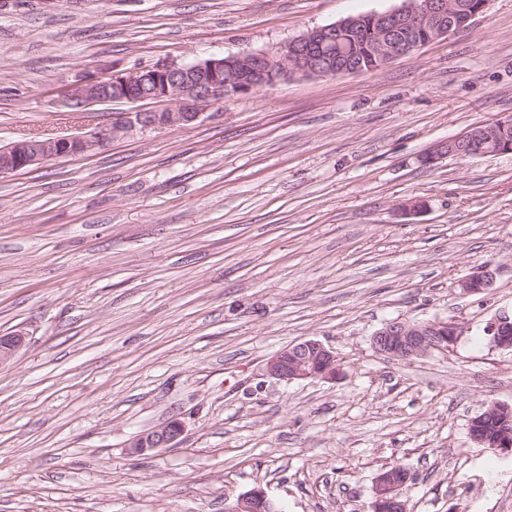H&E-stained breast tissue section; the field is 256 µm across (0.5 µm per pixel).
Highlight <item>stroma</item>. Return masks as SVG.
I'll list each match as a JSON object with an SVG mask.
<instances>
[{
    "instance_id": "stroma-1",
    "label": "stroma",
    "mask_w": 512,
    "mask_h": 512,
    "mask_svg": "<svg viewBox=\"0 0 512 512\" xmlns=\"http://www.w3.org/2000/svg\"><path fill=\"white\" fill-rule=\"evenodd\" d=\"M402 0H0V146L80 134L125 103L64 91L162 62L273 52ZM512 118V0L381 69L282 81L204 120L0 177V512H224L261 487L279 512H372L377 476L415 474L406 512H512V451L471 419L512 405V153L426 163ZM422 202L405 215L400 205ZM501 270L487 294L458 282ZM443 318L448 351L374 352L387 321ZM317 339L333 382L265 373ZM179 420L145 455L138 433ZM512 313L503 311L492 318L485 331L490 336V343L497 349L512 350ZM26 335L18 330L0 336V366L10 362L16 353L25 345ZM511 409V405L505 404V403H492L487 406V409L485 411V414L481 419H478L476 421H472L469 427V432L471 438L478 444L487 445L490 444V448H500L502 450H512V440H506V441H499V440H493L488 437V432L485 429V423L484 421L487 420V422H490V428L493 430H496L497 432L501 433H507V435L511 434V425L504 423L502 424L499 429H496V424L499 422V419L496 421H493L490 417H494L495 419L500 415L507 416L509 411ZM184 426L178 420H171L134 436L128 443L132 454L142 455L160 448H172L183 435Z\"/></svg>"
}]
</instances>
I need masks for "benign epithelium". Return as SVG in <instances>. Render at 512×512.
<instances>
[{
    "label": "benign epithelium",
    "mask_w": 512,
    "mask_h": 512,
    "mask_svg": "<svg viewBox=\"0 0 512 512\" xmlns=\"http://www.w3.org/2000/svg\"><path fill=\"white\" fill-rule=\"evenodd\" d=\"M489 0H476L466 6L459 0H403L395 10L372 12L377 24L375 44L379 62L389 61L416 50L420 41L417 33L433 42L455 31L457 19L467 21L482 14ZM364 18H349L313 28L282 46L276 52H242L235 55L211 56L186 64L162 63L129 71L90 77L69 85L65 90L66 105L82 112L101 103H158L160 107L114 112L112 118L95 124L90 130L69 136L44 138L35 136L15 140L0 146V177L19 172L47 161L81 155L102 148L136 129H156L188 125L198 121L205 111L222 105L230 98L248 95L259 89L296 77H327L332 69L323 67L318 52L336 39V33L347 27H357ZM512 126V120H502L482 126L468 134L448 139L434 147L425 161L433 163L453 154L467 158L488 154L512 153V141L502 134ZM500 269L489 264L476 267L460 280L459 288L468 295L485 294L495 285ZM490 343L497 349L512 350V314L503 311L486 325ZM458 328L443 319L426 321L395 320L386 322L372 337V347L391 360L404 361L446 352L457 340ZM26 335L18 330L0 336V366L10 362L25 345ZM266 374L279 381L320 379L334 381L341 373L336 352L321 341L307 339L276 351L267 360ZM512 406L492 403L482 418L471 422L469 432L478 444L509 450L512 440L499 441L488 437L485 420L508 415ZM184 426L171 420L134 436L129 451L142 455L160 448H172L183 435ZM404 484L392 476L377 479L373 512H405V502L396 495ZM265 508L275 512V506L260 487L241 495L224 507V512H255Z\"/></svg>",
    "instance_id": "7a95c632"
}]
</instances>
